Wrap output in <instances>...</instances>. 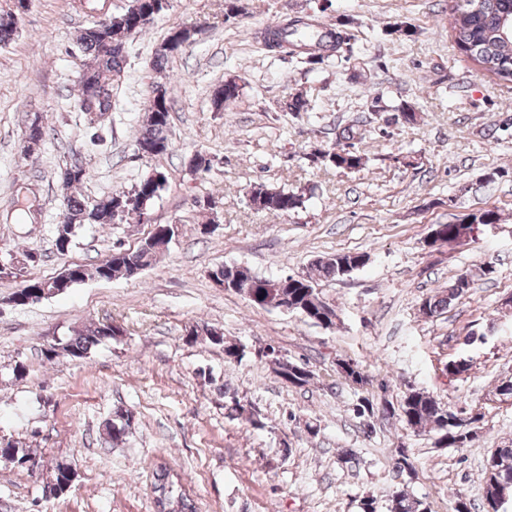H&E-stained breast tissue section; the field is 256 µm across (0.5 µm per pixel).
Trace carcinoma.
Wrapping results in <instances>:
<instances>
[{"label":"carcinoma","mask_w":512,"mask_h":512,"mask_svg":"<svg viewBox=\"0 0 512 512\" xmlns=\"http://www.w3.org/2000/svg\"><path fill=\"white\" fill-rule=\"evenodd\" d=\"M512 15V0H451L448 11V29L451 38L464 55L492 79L512 84V38L505 41L499 35L502 18ZM17 15H0V47L9 44L16 34ZM198 31L187 27H173L168 32L155 56V66L163 65L173 54L184 51L196 40ZM130 34V16L127 12L110 14L98 19L90 27L82 30L80 45L89 56V62L83 65L91 83L80 85L78 94L85 98L82 111L98 117L109 111L112 99L119 90L127 62V45ZM351 35L344 29L315 33L314 26L295 17L283 23L269 27L264 35V44L271 50L288 57L294 54L288 51V45L315 46L330 44L333 55L342 61L351 53ZM239 85L234 79L224 81L214 92L213 103L221 110L224 103L237 98ZM171 90L162 83L150 86L148 104L142 125L136 138V147H144L156 157L166 153L171 147L168 137L171 109ZM363 139L360 128L354 125L343 127L336 137L334 146L317 149L313 153L316 162L329 168L359 170L365 166L366 157L359 150L358 143ZM88 171L79 161L67 165L61 170L59 178L63 186L70 190L87 178ZM166 178L159 174L155 181L141 180L126 191L106 197L66 196V214L64 226L56 227L54 245L57 251L65 252V242H73L76 228L81 224L137 223L149 221L152 203L164 190ZM252 205L261 211L287 214L304 205V194L299 191L270 187L264 183L253 186ZM500 214L496 209H487L471 213L462 219L464 224L488 226L497 224ZM161 252L143 247L126 255L116 252L105 261L88 269L84 265L75 266L76 278L73 283L85 281L90 276L101 280L127 278L136 272L152 266ZM363 253L337 254L319 260L314 265V275H290L288 287L279 290L275 281L263 279L240 265H221L209 271V278L216 284L229 282L231 290L245 295L250 302L260 307H273L279 294L288 296V301L298 308V314L309 321L330 327L337 314L316 292L313 277L339 279L363 267ZM474 284V275L463 274L448 282L444 290L426 297L419 306V313L425 318L441 314L455 300L466 296ZM124 329L119 325L99 323L90 329H76L66 340H57L45 351V358L52 361L61 356L71 359H83L91 350L106 340L122 336ZM203 339L209 344L224 350V356L230 360H240L245 356L244 348L224 338V333L204 326L193 330L187 341L195 343ZM274 365V372L288 386L301 389L310 384L314 373L304 365L288 366L290 359L277 349L268 356ZM341 377L351 385L362 388L368 384L367 376L361 367L352 361L341 360L337 363ZM229 414L244 418L252 424H259L253 414L239 399L226 405ZM376 404L362 397L353 406L356 417L369 423L375 416ZM381 415L386 420L395 419L403 426L427 431L438 436V442L445 447L464 448L474 439L472 424L476 418H459L456 412L441 405L432 395L417 390L405 393L399 404L388 400L381 404ZM131 425V416L105 426V439L119 443L124 440ZM25 456L34 457L30 448H23L17 442L0 438V458L12 462ZM153 493L157 512L167 508H178V512H195L196 506L187 496L183 486L172 480L171 469L165 465L158 467L154 475ZM485 499L512 498V443L494 449L486 458L484 465ZM422 503L409 493H396L387 505V512H421Z\"/></svg>","instance_id":"cac0c4a2"}]
</instances>
